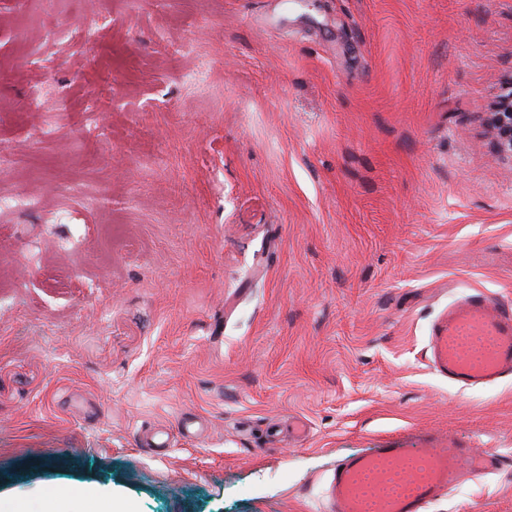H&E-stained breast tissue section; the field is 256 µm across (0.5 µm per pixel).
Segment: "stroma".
<instances>
[{
  "mask_svg": "<svg viewBox=\"0 0 512 512\" xmlns=\"http://www.w3.org/2000/svg\"><path fill=\"white\" fill-rule=\"evenodd\" d=\"M511 82L512 0H0V512H323L427 439L512 512V379L428 361L512 299ZM491 129H494L502 145L512 153V87L504 94L494 112H491ZM431 368L462 388L512 377V302L472 289L432 324Z\"/></svg>",
  "mask_w": 512,
  "mask_h": 512,
  "instance_id": "35a3bbf8",
  "label": "stroma"
}]
</instances>
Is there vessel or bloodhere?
<instances>
[{
  "instance_id": "obj_1",
  "label": "vessel or blood",
  "mask_w": 512,
  "mask_h": 512,
  "mask_svg": "<svg viewBox=\"0 0 512 512\" xmlns=\"http://www.w3.org/2000/svg\"><path fill=\"white\" fill-rule=\"evenodd\" d=\"M431 368L463 388L512 377V302L474 289L432 324ZM502 458L455 443L405 448L391 442L337 462L328 512H428L462 479L496 472Z\"/></svg>"
}]
</instances>
